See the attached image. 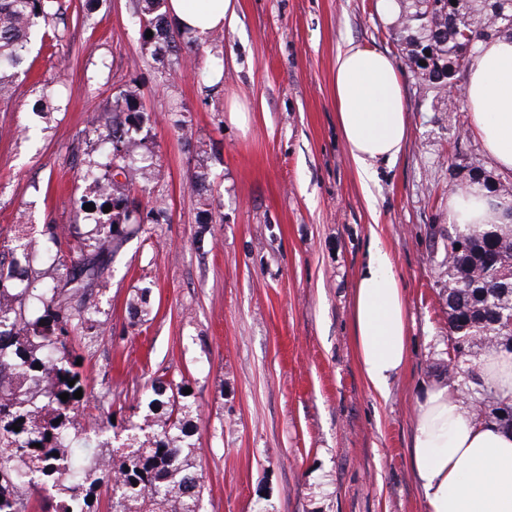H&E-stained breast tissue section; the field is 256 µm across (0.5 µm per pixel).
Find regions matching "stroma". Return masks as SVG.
Segmentation results:
<instances>
[{
  "label": "stroma",
  "instance_id": "35a3bbf8",
  "mask_svg": "<svg viewBox=\"0 0 512 512\" xmlns=\"http://www.w3.org/2000/svg\"><path fill=\"white\" fill-rule=\"evenodd\" d=\"M64 2V40L32 45L30 72L0 99V235L72 224L80 134L134 76L152 137L133 160L136 182L170 214L123 246L90 298L106 327L82 346L93 391L119 406L162 372L190 381L202 512H426L408 445L423 382L447 369L448 195L472 166L505 185L512 174L406 77L403 150L360 183L336 122V55L354 42L397 57V9L236 0L232 26L161 74L142 60L135 0H107L87 19L81 0ZM216 53L223 79L197 76ZM44 95L47 120L32 113ZM235 101L246 124L229 119ZM201 166L204 200L191 187ZM205 207L213 222L199 242ZM374 235L406 288L410 326V363L385 399L366 387L352 339L355 277ZM143 288L149 314L135 326Z\"/></svg>",
  "mask_w": 512,
  "mask_h": 512
}]
</instances>
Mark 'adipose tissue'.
Here are the masks:
<instances>
[{
    "label": "adipose tissue",
    "mask_w": 512,
    "mask_h": 512,
    "mask_svg": "<svg viewBox=\"0 0 512 512\" xmlns=\"http://www.w3.org/2000/svg\"><path fill=\"white\" fill-rule=\"evenodd\" d=\"M165 11L199 42L236 16L235 0H167ZM476 51L463 82L471 128L496 166L512 172V41L487 40ZM334 89L337 124L359 180L368 182L377 162L395 161L406 140L397 70L387 55L350 43L336 56ZM448 217L480 230L506 221L495 198L478 185L449 194ZM353 342L368 388L388 397L410 359L407 297L376 237L355 280ZM480 374L497 396L512 398V353L489 346ZM409 466L428 512H512V432L493 420H476L472 405L446 380L434 382L417 401Z\"/></svg>",
    "instance_id": "1"
}]
</instances>
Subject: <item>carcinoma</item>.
<instances>
[{
	"label": "carcinoma",
	"instance_id": "obj_1",
	"mask_svg": "<svg viewBox=\"0 0 512 512\" xmlns=\"http://www.w3.org/2000/svg\"><path fill=\"white\" fill-rule=\"evenodd\" d=\"M399 2L398 51L414 84L435 99L448 93V85L464 81L476 63L478 42L512 39V0ZM165 3L136 0L142 55L161 71L195 46L168 19ZM66 11L62 0H0V99L10 96L32 43L58 38ZM425 60L429 64L421 65ZM451 60L456 69L448 71ZM104 112V123L82 131L88 153L97 156L88 161L86 188L74 199L75 218L92 219L91 229L44 225L43 235L54 246L45 271L31 265L41 245L21 229L11 247L15 259H0V512H98L103 492L111 512L202 509L195 394L183 393L189 380L157 375L136 403L109 409L103 419L84 417L94 395L77 359L83 341L105 333L87 300L125 242L148 233V224L170 222L165 207L142 205L132 193L136 169L122 165L151 139L137 80L107 101ZM117 168L122 182L115 180ZM474 184L512 216L511 187L487 176L469 178L467 185ZM88 203L95 210H84ZM108 205L111 211L103 212ZM455 243L464 249L447 268L448 336L454 346L448 362L458 364L467 361L474 344L508 334L500 314H512V281L502 277L504 263L512 261V234L497 225L478 231L450 224L448 244ZM148 293L141 289L131 305L138 323L148 314ZM79 389L83 396L76 399ZM63 393L68 400L59 398Z\"/></svg>",
	"mask_w": 512,
	"mask_h": 512
}]
</instances>
